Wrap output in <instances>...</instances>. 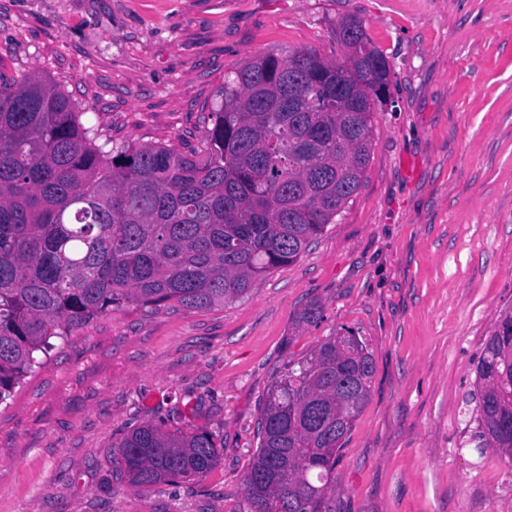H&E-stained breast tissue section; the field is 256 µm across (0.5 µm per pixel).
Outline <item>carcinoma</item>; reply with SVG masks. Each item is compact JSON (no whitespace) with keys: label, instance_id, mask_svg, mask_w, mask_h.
Wrapping results in <instances>:
<instances>
[{"label":"carcinoma","instance_id":"obj_1","mask_svg":"<svg viewBox=\"0 0 512 512\" xmlns=\"http://www.w3.org/2000/svg\"><path fill=\"white\" fill-rule=\"evenodd\" d=\"M339 38L348 54L339 65L288 50L235 71L190 154L98 145V130L38 72L0 80V405L55 339L95 315L240 299L335 222L363 181L367 90L388 63L361 21H341ZM374 371L354 333L285 363L257 423L247 512H331L339 451ZM475 386L471 441L512 460V308L484 340ZM113 447L134 487L202 476L224 451L211 433L152 424Z\"/></svg>","mask_w":512,"mask_h":512}]
</instances>
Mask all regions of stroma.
Returning <instances> with one entry per match:
<instances>
[{
	"instance_id": "1",
	"label": "stroma",
	"mask_w": 512,
	"mask_h": 512,
	"mask_svg": "<svg viewBox=\"0 0 512 512\" xmlns=\"http://www.w3.org/2000/svg\"><path fill=\"white\" fill-rule=\"evenodd\" d=\"M348 17L391 69L354 200L240 301L130 304L57 340L0 406V512H243L273 378L344 327L375 372L333 512H512V463L469 442L482 344L512 307V0H0V78L39 72L113 142L187 153L228 73L273 50L345 62ZM312 301L320 322L298 324ZM147 423L224 452L131 487L113 445Z\"/></svg>"
}]
</instances>
